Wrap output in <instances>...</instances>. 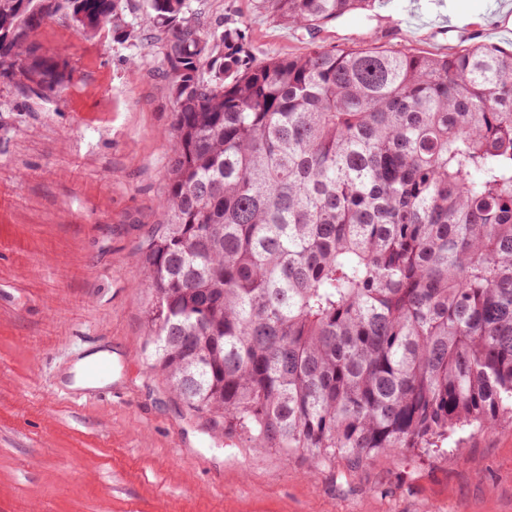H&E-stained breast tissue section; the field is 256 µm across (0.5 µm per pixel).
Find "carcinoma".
<instances>
[{
	"label": "carcinoma",
	"mask_w": 512,
	"mask_h": 512,
	"mask_svg": "<svg viewBox=\"0 0 512 512\" xmlns=\"http://www.w3.org/2000/svg\"><path fill=\"white\" fill-rule=\"evenodd\" d=\"M372 0H257L312 32ZM175 103L145 243L151 366L186 406L316 464L512 418V51L258 59L190 0H141ZM133 0H0V76L37 97L58 15L141 39Z\"/></svg>",
	"instance_id": "1"
}]
</instances>
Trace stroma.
<instances>
[{
	"mask_svg": "<svg viewBox=\"0 0 512 512\" xmlns=\"http://www.w3.org/2000/svg\"><path fill=\"white\" fill-rule=\"evenodd\" d=\"M204 30L241 27L254 56L329 47L512 49V0H376L316 35L254 0H192ZM456 23L439 29L442 19ZM67 60L51 98L0 77V512H512V421L462 450L399 449L358 463L214 432L147 361L148 230L162 223L174 102L159 48L35 34ZM112 351L111 387H71L80 355Z\"/></svg>",
	"mask_w": 512,
	"mask_h": 512,
	"instance_id": "obj_1",
	"label": "stroma"
}]
</instances>
